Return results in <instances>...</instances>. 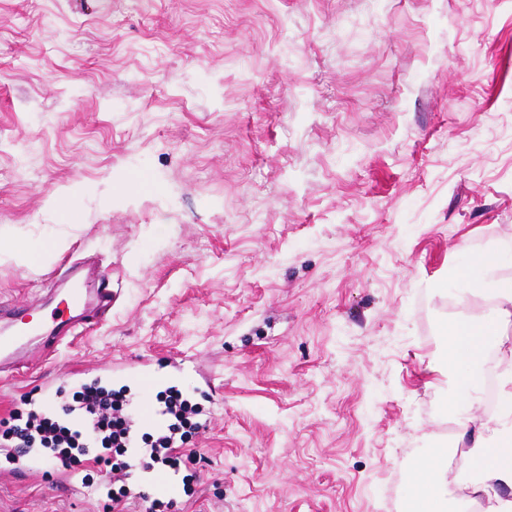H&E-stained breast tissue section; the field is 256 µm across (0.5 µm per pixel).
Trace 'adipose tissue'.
Masks as SVG:
<instances>
[{"label": "adipose tissue", "mask_w": 512, "mask_h": 512, "mask_svg": "<svg viewBox=\"0 0 512 512\" xmlns=\"http://www.w3.org/2000/svg\"><path fill=\"white\" fill-rule=\"evenodd\" d=\"M470 262L475 274L455 295L461 312L445 326V367L453 379L457 440L465 466L450 469L447 449L433 448L416 468L407 512H444L449 495L459 490L477 497L482 512H512V342L506 337L512 328V279L499 277V253L477 254ZM475 297L492 304L494 323L472 313ZM491 348L499 353L497 407L492 413L475 388Z\"/></svg>", "instance_id": "1"}]
</instances>
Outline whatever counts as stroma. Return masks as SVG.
Wrapping results in <instances>:
<instances>
[{"instance_id": "1", "label": "stroma", "mask_w": 512, "mask_h": 512, "mask_svg": "<svg viewBox=\"0 0 512 512\" xmlns=\"http://www.w3.org/2000/svg\"><path fill=\"white\" fill-rule=\"evenodd\" d=\"M486 250L512 252V0H0V302L71 257L120 291L0 376V419L188 356L215 392L184 512H404L456 445L431 366ZM88 474L0 475V512L128 485Z\"/></svg>"}]
</instances>
